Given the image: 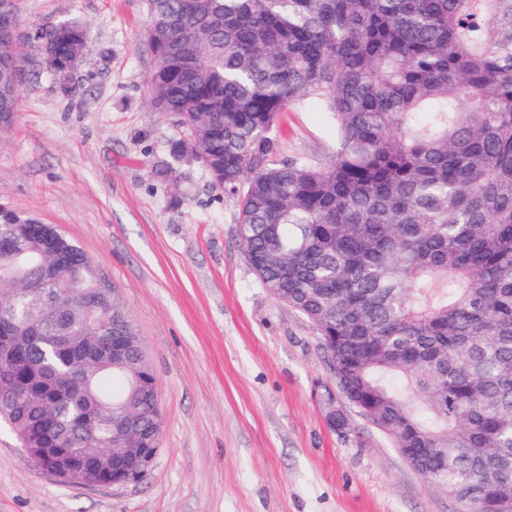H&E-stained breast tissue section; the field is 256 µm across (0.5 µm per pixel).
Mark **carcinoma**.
<instances>
[{"mask_svg": "<svg viewBox=\"0 0 512 512\" xmlns=\"http://www.w3.org/2000/svg\"><path fill=\"white\" fill-rule=\"evenodd\" d=\"M154 66L146 91L179 133L173 163L200 165L237 199L258 282L322 337L359 412L443 486L457 512H512V0H145ZM20 46L49 47L58 83L87 31L43 21ZM28 67L0 71L12 104ZM330 114L332 159H274L280 116ZM0 408L18 439L76 467L88 424L132 405L162 435L152 389L128 369L62 356L53 307L112 353L129 320L81 285L90 262L64 233L0 210ZM69 389L52 415L46 384Z\"/></svg>", "mask_w": 512, "mask_h": 512, "instance_id": "carcinoma-1", "label": "carcinoma"}]
</instances>
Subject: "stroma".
Returning <instances> with one entry per match:
<instances>
[{
	"label": "stroma",
	"mask_w": 512,
	"mask_h": 512,
	"mask_svg": "<svg viewBox=\"0 0 512 512\" xmlns=\"http://www.w3.org/2000/svg\"><path fill=\"white\" fill-rule=\"evenodd\" d=\"M20 31L45 20L87 29L78 90L36 75L0 133V204L57 226L128 313L163 417L146 478L122 489L60 484L27 460L0 418V512H455L387 432L344 398L317 332L256 279L238 206L195 163L158 166L178 133L145 91L153 56L143 0H14ZM327 113H283L275 158L322 164ZM347 419L327 423L329 406Z\"/></svg>",
	"instance_id": "35a3bbf8"
}]
</instances>
